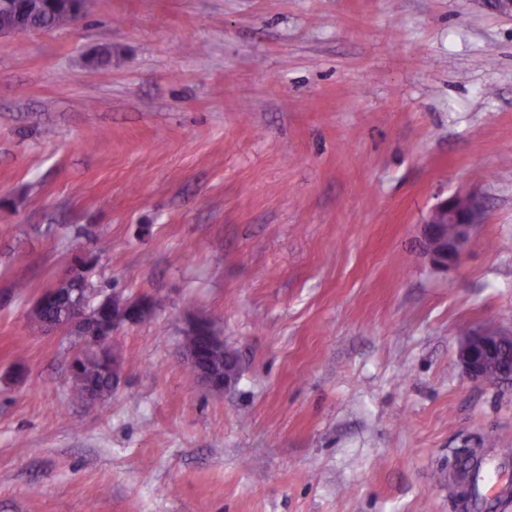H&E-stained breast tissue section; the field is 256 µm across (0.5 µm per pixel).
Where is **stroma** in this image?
Here are the masks:
<instances>
[{"label": "stroma", "instance_id": "1", "mask_svg": "<svg viewBox=\"0 0 512 512\" xmlns=\"http://www.w3.org/2000/svg\"><path fill=\"white\" fill-rule=\"evenodd\" d=\"M477 193L460 266L421 224ZM162 299L112 333V395H71L78 336L31 334L76 254ZM240 360L190 381L189 319ZM512 17L496 0H97L0 34V512H460L451 468L512 483ZM512 335H505L494 329H481L471 332L461 339L457 356L466 373L484 382L496 381L488 365L494 359L502 360L503 350L509 348Z\"/></svg>", "mask_w": 512, "mask_h": 512}]
</instances>
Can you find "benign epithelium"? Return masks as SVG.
Here are the masks:
<instances>
[{
    "label": "benign epithelium",
    "instance_id": "benign-epithelium-1",
    "mask_svg": "<svg viewBox=\"0 0 512 512\" xmlns=\"http://www.w3.org/2000/svg\"><path fill=\"white\" fill-rule=\"evenodd\" d=\"M484 206L476 194H454L432 206L422 225L423 251L431 264L446 271L456 266L463 258L465 249L481 224ZM101 304L106 306L110 328L125 323L140 322L153 312L152 301L113 300V294L101 293ZM87 314L81 309L70 312L63 322H48L47 328H64L71 332L85 325ZM512 343V335H506L494 329H481L463 337L459 343L457 356L466 373L484 382L496 381L488 365L494 359L503 357V350ZM225 350L223 339L216 334L204 337L203 344L189 350L191 367L196 378L216 390H222L235 380L232 364L236 359L224 356V375L203 370L198 367L205 357H217Z\"/></svg>",
    "mask_w": 512,
    "mask_h": 512
}]
</instances>
